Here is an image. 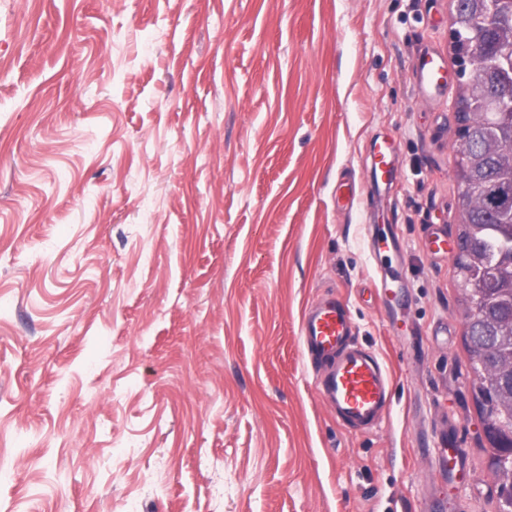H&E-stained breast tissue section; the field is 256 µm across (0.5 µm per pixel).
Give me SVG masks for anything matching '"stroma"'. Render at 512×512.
Instances as JSON below:
<instances>
[{"mask_svg": "<svg viewBox=\"0 0 512 512\" xmlns=\"http://www.w3.org/2000/svg\"><path fill=\"white\" fill-rule=\"evenodd\" d=\"M459 71L450 0H0V512H499L456 268ZM327 290L393 379L379 430L314 389L299 321ZM413 68L424 98H432L434 93L446 83L445 68L441 60L428 51L421 52L416 56ZM372 186L379 189L389 185L396 178L397 147L393 138L376 139L372 144Z\"/></svg>", "mask_w": 512, "mask_h": 512, "instance_id": "obj_1", "label": "stroma"}]
</instances>
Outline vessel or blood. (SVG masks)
<instances>
[{
  "instance_id": "1",
  "label": "vessel or blood",
  "mask_w": 512,
  "mask_h": 512,
  "mask_svg": "<svg viewBox=\"0 0 512 512\" xmlns=\"http://www.w3.org/2000/svg\"><path fill=\"white\" fill-rule=\"evenodd\" d=\"M413 68L423 97L444 86L445 68L434 54H418ZM371 155L373 188L391 184L397 173L394 139L374 141ZM299 336L315 389L336 420L354 432L379 428L393 407V380L379 356L358 342L348 305L335 292L323 293L304 309Z\"/></svg>"
}]
</instances>
